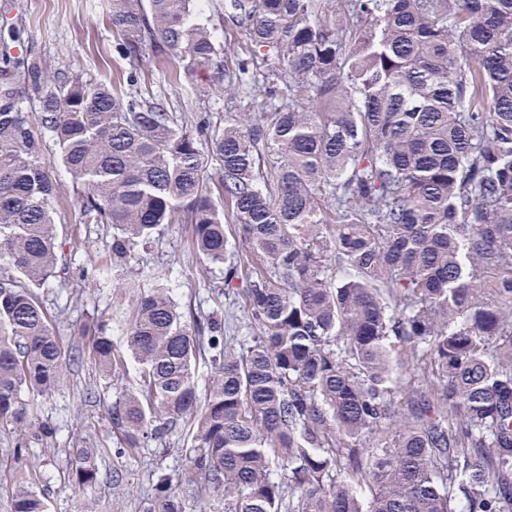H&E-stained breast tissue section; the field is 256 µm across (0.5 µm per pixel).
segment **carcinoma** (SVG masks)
<instances>
[{
  "label": "carcinoma",
  "instance_id": "1",
  "mask_svg": "<svg viewBox=\"0 0 512 512\" xmlns=\"http://www.w3.org/2000/svg\"><path fill=\"white\" fill-rule=\"evenodd\" d=\"M250 47L224 66L201 0H112L125 89L0 59V426L41 441L63 343L33 287L55 277L51 134L80 223L112 229V267L167 224L243 293L253 333L188 311L170 280L78 330L121 395L96 459L193 448L198 512H512V0H217ZM177 83L224 88L223 122L188 126L138 84L144 49ZM39 103V112L27 104ZM251 260L231 258L224 218ZM128 353L138 386L123 387ZM207 388L200 392V364ZM10 512H44L17 440ZM281 469V478L273 472ZM146 512H189L169 475Z\"/></svg>",
  "mask_w": 512,
  "mask_h": 512
}]
</instances>
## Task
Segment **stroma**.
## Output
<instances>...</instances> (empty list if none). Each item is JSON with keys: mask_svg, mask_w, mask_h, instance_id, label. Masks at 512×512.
I'll use <instances>...</instances> for the list:
<instances>
[{"mask_svg": "<svg viewBox=\"0 0 512 512\" xmlns=\"http://www.w3.org/2000/svg\"><path fill=\"white\" fill-rule=\"evenodd\" d=\"M12 27L23 28V39L17 43L0 41V53H11L19 47L24 56L45 64L52 73L77 74L109 83L128 72L125 56L116 49L118 36L112 27L111 0H0V31ZM143 77L176 115L186 116L187 120L202 114L214 118L224 112V93L220 88L191 100L175 82L168 66H146ZM57 154L56 144L48 143L46 156L53 162L51 172L60 186L55 201V233L62 259L58 277L40 287L38 294L53 316L54 331L63 342H70L91 318L110 316L113 280L123 278L145 286L160 275L171 279L173 296L181 307L192 308L200 315L223 308L233 315L231 330L246 329L243 297L229 294L224 301H217L223 273L216 267L206 268L192 251L190 225H166L159 241L137 250L123 271H105L112 232L102 226L80 223L72 206L78 185L57 163ZM88 240L94 244L89 252L84 249ZM62 368L63 377L55 392L40 403V420L55 427L56 433L42 458L40 471L45 481L38 489L47 512H80L82 496L65 475L68 456L81 446L110 444L112 430L106 403H89L83 398L85 388L99 382L94 364L87 360L76 367L66 358ZM192 446L189 435L178 429L168 437L166 446L154 445L120 459L103 457L98 462L101 481H108L113 468L118 467L126 473L127 488L117 499L99 495L97 512H113L118 505L124 512H146L154 471L181 475Z\"/></svg>", "mask_w": 512, "mask_h": 512, "instance_id": "stroma-1", "label": "stroma"}]
</instances>
